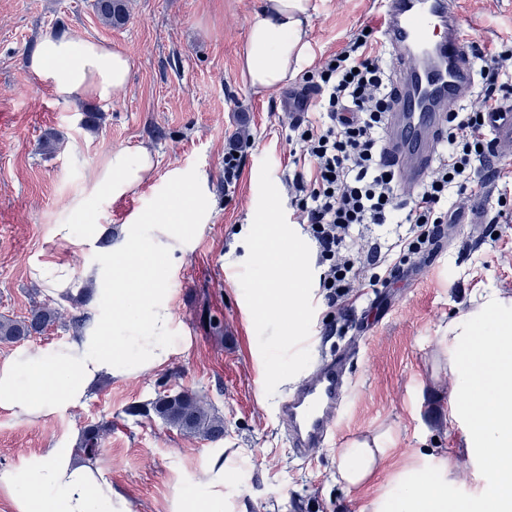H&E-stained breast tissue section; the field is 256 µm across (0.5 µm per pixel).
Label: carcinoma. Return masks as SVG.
I'll list each match as a JSON object with an SVG mask.
<instances>
[{"label": "carcinoma", "mask_w": 512, "mask_h": 512, "mask_svg": "<svg viewBox=\"0 0 512 512\" xmlns=\"http://www.w3.org/2000/svg\"><path fill=\"white\" fill-rule=\"evenodd\" d=\"M95 12L105 25L118 27L128 19V0H95ZM63 319V308L48 304H36L22 318L0 315V341L21 343L33 336L42 335L50 326ZM133 416L156 417L165 425L186 435L200 436L217 441L224 438V419L208 412L201 399L189 391L168 389L157 393L156 397L143 405L131 406ZM105 425L87 426L78 444V452L93 459L99 455Z\"/></svg>", "instance_id": "cac0c4a2"}]
</instances>
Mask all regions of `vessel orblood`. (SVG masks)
I'll list each match as a JSON object with an SVG mask.
<instances>
[{"label": "vessel or blood", "mask_w": 512, "mask_h": 512, "mask_svg": "<svg viewBox=\"0 0 512 512\" xmlns=\"http://www.w3.org/2000/svg\"><path fill=\"white\" fill-rule=\"evenodd\" d=\"M384 33L402 60L395 102L385 131V156L402 181L417 184L429 172L444 108L470 88L472 42L450 0H385ZM495 148L512 145V105L489 113ZM348 360L320 362L282 397L278 412L296 456L307 457L336 440V419L348 394Z\"/></svg>", "instance_id": "b4317fda"}]
</instances>
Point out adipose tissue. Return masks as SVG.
Returning <instances> with one entry per match:
<instances>
[{"mask_svg":"<svg viewBox=\"0 0 512 512\" xmlns=\"http://www.w3.org/2000/svg\"><path fill=\"white\" fill-rule=\"evenodd\" d=\"M310 0H264L252 23L241 63L249 86L272 93L293 80L311 57L305 36ZM32 75L60 100L75 96L111 101L129 80L131 62L121 50L69 34L42 38L28 59ZM154 167L147 147L112 152L98 177L112 199L135 192ZM75 276L72 265L49 257L33 269L43 288L74 293L93 287V303L82 329L59 346H29L0 361V410L21 422L63 415L83 407L107 378H133L167 365L174 313L168 289L121 272L118 257ZM455 379L448 422L461 431L438 470L400 472L394 490L370 504V512H512V297L491 292L465 319L448 323L441 341ZM478 457L493 483L479 500L448 497V471L456 457ZM385 457L380 435L356 438L336 452V481L362 488ZM223 453L210 456L198 480L199 495L176 512H223ZM0 494L13 512H130L97 460L81 456L75 442L44 449L21 467L0 469Z\"/></svg>","mask_w":512,"mask_h":512,"instance_id":"obj_1","label":"adipose tissue"}]
</instances>
